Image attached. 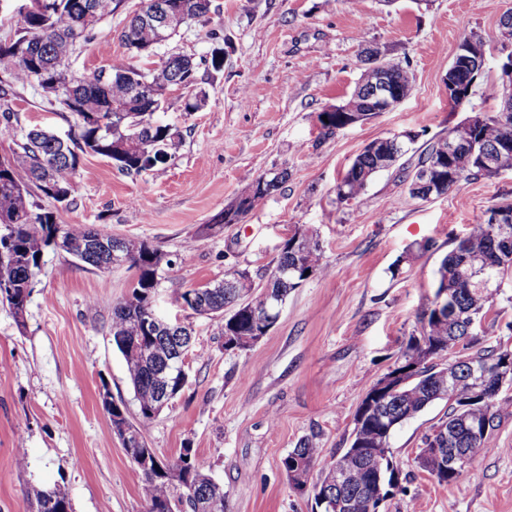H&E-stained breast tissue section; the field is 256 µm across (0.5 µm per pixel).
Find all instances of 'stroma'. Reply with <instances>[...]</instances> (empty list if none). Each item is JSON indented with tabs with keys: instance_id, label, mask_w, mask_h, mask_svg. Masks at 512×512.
I'll return each mask as SVG.
<instances>
[{
	"instance_id": "stroma-1",
	"label": "stroma",
	"mask_w": 512,
	"mask_h": 512,
	"mask_svg": "<svg viewBox=\"0 0 512 512\" xmlns=\"http://www.w3.org/2000/svg\"><path fill=\"white\" fill-rule=\"evenodd\" d=\"M141 3L121 0L96 37L77 45L73 75L127 59L120 33ZM509 10L512 0H212L208 17L184 26L174 43L199 58L219 45L211 32L223 34V69L205 80L209 97L198 111L186 112L176 92L156 113L183 134L163 176L127 175L103 157H83L59 222L157 247L166 263L153 309L193 329L187 385L141 429L159 458L193 449L223 485L226 512H316L311 490L294 489L283 473L282 457L306 437L326 459L348 447L359 404L420 330L442 257L489 208L512 202V170L461 181L429 201L410 195L407 178L449 127L498 111L481 81L468 104L454 108L448 67L463 36L495 44ZM372 46L409 62L414 94L321 136L319 114L349 98L360 77L356 56ZM10 106L22 126L61 135L71 128L40 89L18 90ZM408 130L419 138L398 165L338 202L336 184L364 147ZM272 170L287 171L282 188L242 223L199 236ZM298 229L320 241L330 273L292 291L275 327L252 347L225 349L218 319L178 303L181 291L237 270L263 287ZM428 241L433 249L422 251ZM133 277L126 265L102 272L49 250L23 316L0 305V512H30L29 490L54 485L65 489L72 512H146L142 474L100 397L106 389L137 408L110 334L112 308ZM486 309L479 334L512 349V272ZM497 399L511 410L456 484H438L417 460L446 402L394 430L400 488L385 512H512V383Z\"/></svg>"
}]
</instances>
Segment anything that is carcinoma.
I'll list each match as a JSON object with an SVG mask.
<instances>
[{
	"mask_svg": "<svg viewBox=\"0 0 512 512\" xmlns=\"http://www.w3.org/2000/svg\"><path fill=\"white\" fill-rule=\"evenodd\" d=\"M90 2L45 0L42 11L22 16L13 35L0 41V137L20 138L17 149L6 158V167L0 168V302L8 304L15 316L23 315L31 296L26 290L28 281L41 271L44 251L53 247L102 272L116 263L129 264L136 270V279L130 295L112 310L111 334L123 355L139 418L145 422L161 410L164 402L156 374L180 356L195 352L189 326L175 324L162 331L146 327L145 316L153 312V298L161 281L163 254L143 240L114 238L86 225H63L56 212L41 201L53 202L51 190L59 183L67 187L68 195H73V176L87 153L106 157L129 174L166 164L180 133L154 120L155 112L164 108L155 93L180 85L188 98L184 111L199 109L208 93L198 80V69L203 65L217 74L222 70L223 58L213 53L197 62L191 56L173 58L166 54L156 66L135 64L134 59L144 58L139 48L145 43L146 32L130 19L122 32L130 60L88 77H75L69 71V59L76 44L91 39L98 23L111 15L108 11L86 17ZM165 2L189 21L205 17L211 7V0ZM358 63L361 75L354 93L367 121L375 116L373 89L380 71L367 48L358 53ZM477 74V67L465 66L448 73V80L466 90ZM387 79L399 97L407 99L413 94L415 84L409 66L398 64L388 72ZM45 80L62 88L61 94L54 95L55 102L73 118L74 131L64 137L42 128L24 129L9 105L17 89ZM71 86L75 87L72 104L66 100ZM469 137L468 146L450 155L448 137L441 136L418 160L420 168L449 157L452 177L443 187V195L471 176L493 177L502 170H512V148L498 154L504 141L512 142V112L486 113L483 125L472 129ZM484 156L495 157L496 169L482 164ZM378 159L379 154L369 147L354 159L336 184L338 201L354 199L365 189L369 178L381 171ZM287 179L284 170L277 181L249 190L224 208L218 220L203 225L202 232L216 235L231 224L242 223ZM506 237L512 239V223L491 224L482 216L442 259L438 288L452 289L453 310L440 317L431 305L422 311L419 335L409 336L400 362V369L407 372L410 381L389 397H380L365 411L355 412L349 446L339 456L351 471L347 487L336 488L331 463L321 459V448L312 439L300 440L281 458V469L297 488L305 487L310 472L321 467L312 491L315 504L322 509H327L322 499L342 497L352 502L347 512H383L384 504L377 500L373 458L387 455L381 477L392 482L400 472L399 459L386 451L393 431L437 400L448 403V413L439 427L453 426L450 447L484 450V436H473L470 425L478 421L492 428L507 411V406L497 401L498 366L505 351L485 346L483 337L475 333V325L484 315L482 282H495L512 269V250L494 256ZM307 271L326 275L329 268L323 262L319 241L296 231L284 243L269 275L280 303L266 304L259 295L242 304V292L252 288L245 271L186 290L177 301L197 315L220 318L222 335L227 337L224 348L247 349L274 327L280 305L308 279ZM455 347L469 351L468 360L456 364L457 372L449 377L445 375L448 368L438 367L433 359ZM472 365L480 368L484 377L472 375ZM477 391L483 392L485 400L469 403ZM190 452L192 449L186 448L177 458L160 459L150 470L142 471L141 495L147 512H195L198 502L207 504L208 512H224V486L215 482L197 460L185 461V454ZM296 464L302 466L300 476L291 474ZM419 465L440 485L456 484L468 473L466 468L449 473L432 455ZM30 496L34 512H71L68 494L59 486L34 488Z\"/></svg>",
	"mask_w": 512,
	"mask_h": 512,
	"instance_id": "cac0c4a2",
	"label": "carcinoma"
}]
</instances>
